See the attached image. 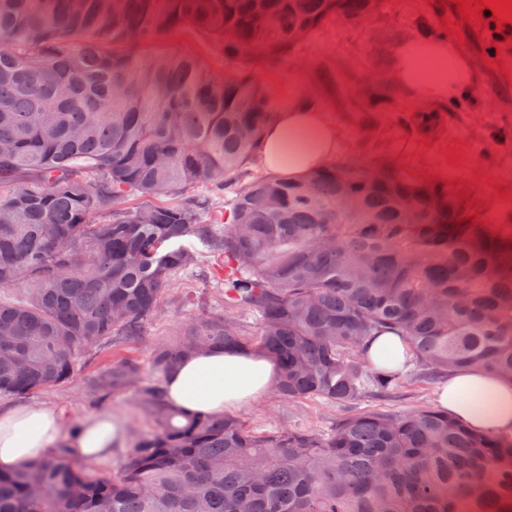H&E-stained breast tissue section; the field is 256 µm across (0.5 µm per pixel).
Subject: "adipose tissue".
Wrapping results in <instances>:
<instances>
[{
	"label": "adipose tissue",
	"mask_w": 512,
	"mask_h": 512,
	"mask_svg": "<svg viewBox=\"0 0 512 512\" xmlns=\"http://www.w3.org/2000/svg\"><path fill=\"white\" fill-rule=\"evenodd\" d=\"M393 79L415 100L453 101L468 93L475 76L470 59L442 36L407 42ZM339 147L327 112L308 99L276 108L262 135L260 162L274 174L298 179L329 162ZM373 365L401 368L407 344L387 331L363 348ZM275 361L259 351L214 348L184 357L169 374L165 403L186 415H216L249 405L278 379ZM437 405L476 431L512 433V383L479 371L450 373L436 391ZM65 420L34 403L0 409V468L15 470L42 459L63 435ZM126 435L122 418L100 414L76 427L72 445L88 460L106 457Z\"/></svg>",
	"instance_id": "ef3b65f1"
}]
</instances>
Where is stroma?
Segmentation results:
<instances>
[{
	"label": "stroma",
	"mask_w": 512,
	"mask_h": 512,
	"mask_svg": "<svg viewBox=\"0 0 512 512\" xmlns=\"http://www.w3.org/2000/svg\"><path fill=\"white\" fill-rule=\"evenodd\" d=\"M444 13L438 0H383L381 7L362 21H333L300 43L294 56L277 67L254 68V76L266 87L272 100L308 95L329 113L341 142L337 154L354 168L366 169L379 163L416 174H433L440 179L471 182V195L484 204L482 217L491 224H512V83L503 78L512 71V59H501L492 41V30L483 36L465 32L462 51L474 66L475 89L470 97L456 102L421 103L389 79L396 57L406 40L428 33H442ZM157 50L181 52L204 60L218 78L236 74L239 62L225 59L212 41L191 31L173 33L156 45ZM504 62V71L489 69V62ZM423 112L442 114L440 128L424 132L417 126ZM435 143L424 147L425 135ZM463 142V159L446 162L453 142ZM506 188L508 198L498 196ZM199 255L198 264L177 276L166 291L159 315L145 324L140 335L115 336L90 347L72 378L53 389L32 394L35 402L63 413L67 427L82 418L109 412L126 419L125 444L110 456L88 462L98 474L115 473L131 447L155 426L152 410L142 394L155 383L152 368L154 348L175 339L196 310L184 294L204 292L211 304H219L217 265L214 254L195 237L185 240ZM119 365L135 367L133 381L102 398L101 386ZM437 387L409 381L393 394L374 395L359 402L362 410L401 412L435 405ZM344 408L323 402H287L267 392L238 415L259 431L273 428L326 430L344 415Z\"/></svg>",
	"instance_id": "1"
}]
</instances>
